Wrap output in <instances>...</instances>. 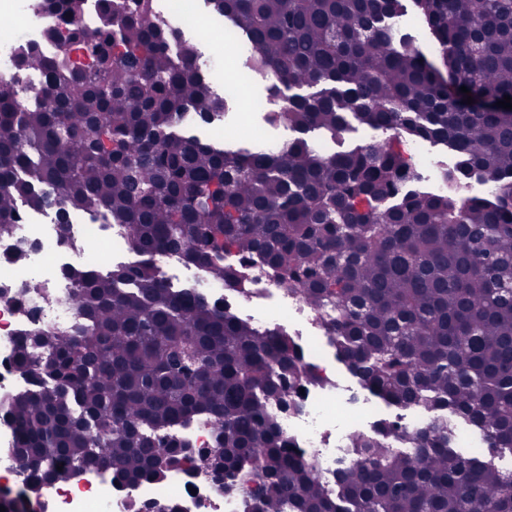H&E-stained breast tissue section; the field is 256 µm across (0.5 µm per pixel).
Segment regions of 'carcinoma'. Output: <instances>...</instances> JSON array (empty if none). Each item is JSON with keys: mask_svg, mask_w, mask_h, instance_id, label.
Masks as SVG:
<instances>
[{"mask_svg": "<svg viewBox=\"0 0 512 512\" xmlns=\"http://www.w3.org/2000/svg\"><path fill=\"white\" fill-rule=\"evenodd\" d=\"M99 2L107 36L70 32L90 71L28 51L24 71L43 83L0 79V237L25 202L62 224L101 214L141 256L109 278L72 269L74 323L15 340L13 365L36 386L0 404V420L24 502L91 467L127 487L159 481L184 461L161 432L206 415L215 454L198 462L240 481L246 512H512V472L457 451L453 423L512 449V110L496 106L512 97V0H413L438 62L391 23L402 0H207L245 37L241 66L270 79L267 123L298 133L237 150L200 135L229 100L196 45L168 51L174 31L152 0ZM354 121L391 135L331 154L305 137L340 144ZM410 140L457 157L445 189L417 186ZM472 177L489 193L462 194ZM228 252L242 265L224 266ZM164 254L226 288L260 261L333 312L330 344L363 389L448 422L406 436L379 421L351 442L358 461H336L326 495L272 410L299 409L298 386L325 380L287 334L164 283ZM395 437L409 447H388Z\"/></svg>", "mask_w": 512, "mask_h": 512, "instance_id": "1", "label": "carcinoma"}]
</instances>
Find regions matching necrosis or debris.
Returning a JSON list of instances; mask_svg holds the SVG:
<instances>
[{
    "label": "necrosis or debris",
    "instance_id": "1",
    "mask_svg": "<svg viewBox=\"0 0 512 512\" xmlns=\"http://www.w3.org/2000/svg\"><path fill=\"white\" fill-rule=\"evenodd\" d=\"M0 15L8 24L0 26V77L21 75L18 59L23 49L32 48L53 59H64L90 67L76 45L60 35L70 26L96 35L99 20L96 0H83L73 18L46 10L42 0H0ZM41 210L23 207L15 232L0 238V282L13 287V297L0 300V403L27 390L28 382L12 366L14 343L19 331L62 327L76 315L71 301L73 285L59 275L65 266L94 265L111 268L124 265L129 253L120 230L101 224H74L69 241H61L55 225L43 223ZM23 254L22 263L13 255ZM197 291L211 300H222L228 309L244 311L260 328L278 327L292 336L312 342H326V318L309 314L301 298L288 292L273 279L259 272L250 275L251 287L237 296L226 295L223 286L208 282L200 271L190 279ZM324 386L305 385L298 395L299 413L280 412V423L287 438L318 462V478L325 490H336V397L331 381L333 370L326 361L318 363ZM45 497L50 512H129L130 500H169L182 512H244L245 498L227 496L196 461L189 460L170 471L160 481L117 488L108 468H88L68 483L50 485Z\"/></svg>",
    "mask_w": 512,
    "mask_h": 512
}]
</instances>
